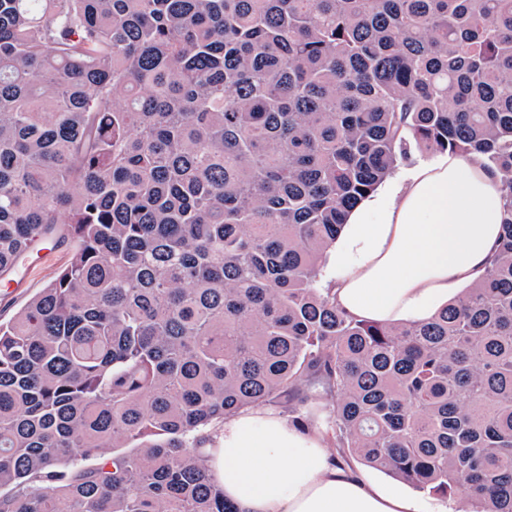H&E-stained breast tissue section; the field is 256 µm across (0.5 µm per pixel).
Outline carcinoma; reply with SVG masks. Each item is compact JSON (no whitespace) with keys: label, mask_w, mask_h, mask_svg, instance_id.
<instances>
[{"label":"carcinoma","mask_w":512,"mask_h":512,"mask_svg":"<svg viewBox=\"0 0 512 512\" xmlns=\"http://www.w3.org/2000/svg\"><path fill=\"white\" fill-rule=\"evenodd\" d=\"M503 175L497 250L425 321L319 286L411 150ZM0 512H238L201 448L323 385L326 432L512 512V0H0ZM69 259L68 245L53 247L40 243L28 257V264L0 275V321L8 322L40 289L49 284Z\"/></svg>","instance_id":"1"}]
</instances>
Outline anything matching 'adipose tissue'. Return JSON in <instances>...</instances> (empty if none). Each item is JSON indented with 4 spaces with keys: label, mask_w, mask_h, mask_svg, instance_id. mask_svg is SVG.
Wrapping results in <instances>:
<instances>
[{
    "label": "adipose tissue",
    "mask_w": 512,
    "mask_h": 512,
    "mask_svg": "<svg viewBox=\"0 0 512 512\" xmlns=\"http://www.w3.org/2000/svg\"><path fill=\"white\" fill-rule=\"evenodd\" d=\"M501 184L497 171L444 152L360 203L330 255L347 266L337 304L379 323L429 318L491 261ZM204 452L239 512H420L399 488L334 461L324 432L261 407L225 418Z\"/></svg>",
    "instance_id": "adipose-tissue-1"
}]
</instances>
